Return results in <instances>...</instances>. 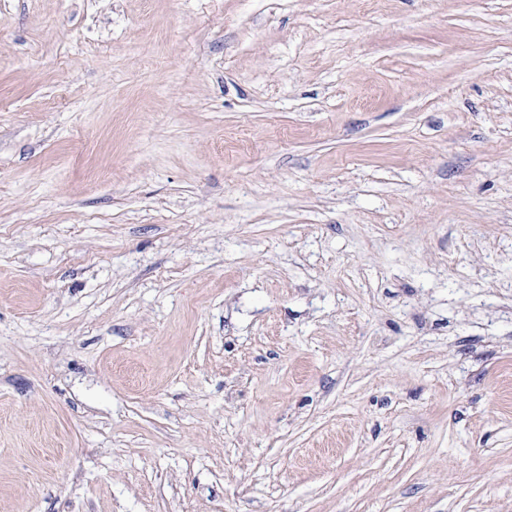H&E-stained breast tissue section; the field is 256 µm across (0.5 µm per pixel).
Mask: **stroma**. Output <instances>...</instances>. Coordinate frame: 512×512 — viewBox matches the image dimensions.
<instances>
[{"instance_id":"obj_1","label":"stroma","mask_w":512,"mask_h":512,"mask_svg":"<svg viewBox=\"0 0 512 512\" xmlns=\"http://www.w3.org/2000/svg\"><path fill=\"white\" fill-rule=\"evenodd\" d=\"M0 512H512V0H0Z\"/></svg>"}]
</instances>
